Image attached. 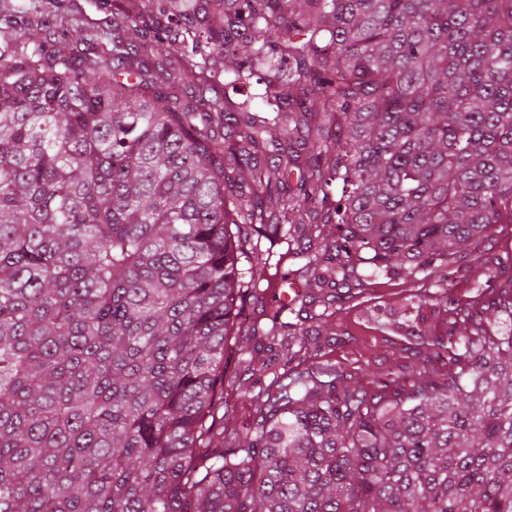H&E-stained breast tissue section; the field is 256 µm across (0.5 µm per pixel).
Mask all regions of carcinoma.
Here are the masks:
<instances>
[{"instance_id": "carcinoma-1", "label": "carcinoma", "mask_w": 512, "mask_h": 512, "mask_svg": "<svg viewBox=\"0 0 512 512\" xmlns=\"http://www.w3.org/2000/svg\"><path fill=\"white\" fill-rule=\"evenodd\" d=\"M101 4L0 0V512H512V287L448 295L439 378L220 415L244 339L312 351L241 320L286 262L450 287L512 219V0Z\"/></svg>"}]
</instances>
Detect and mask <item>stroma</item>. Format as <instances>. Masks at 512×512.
<instances>
[{"label":"stroma","instance_id":"35a3bbf8","mask_svg":"<svg viewBox=\"0 0 512 512\" xmlns=\"http://www.w3.org/2000/svg\"><path fill=\"white\" fill-rule=\"evenodd\" d=\"M492 262L497 285L512 282V224L484 241L478 257H465L454 267L452 293L467 300L477 290L470 272L476 260ZM443 290L435 277L417 274L411 282L398 277L379 278L366 288H352L336 302L327 320L312 322L311 356L280 361L263 369L267 342L255 338L232 361L228 373L233 380L224 389L225 433H246L258 408L257 397L271 386H288L297 374L333 363L338 372L357 388L372 392L389 380L396 363L409 366L411 373L431 377L445 372L444 361L436 359L428 344L430 337L447 336L448 316L439 301Z\"/></svg>","mask_w":512,"mask_h":512}]
</instances>
